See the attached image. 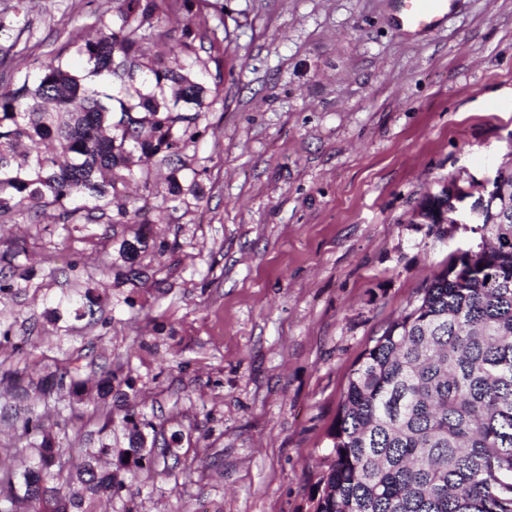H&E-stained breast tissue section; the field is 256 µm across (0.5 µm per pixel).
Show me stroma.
<instances>
[{
	"label": "stroma",
	"mask_w": 512,
	"mask_h": 512,
	"mask_svg": "<svg viewBox=\"0 0 512 512\" xmlns=\"http://www.w3.org/2000/svg\"><path fill=\"white\" fill-rule=\"evenodd\" d=\"M203 12L194 52L160 10L142 41L204 87L183 168L128 157L148 175L129 194L164 204L149 223L0 214V492L39 448L106 446L118 484L98 512H310L350 371L472 244L413 223L420 200L512 163V0H460L421 42L391 0ZM0 17V88L58 58L118 93L84 52L120 25L115 0H0Z\"/></svg>",
	"instance_id": "1"
}]
</instances>
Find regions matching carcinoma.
Listing matches in <instances>:
<instances>
[{"mask_svg": "<svg viewBox=\"0 0 512 512\" xmlns=\"http://www.w3.org/2000/svg\"><path fill=\"white\" fill-rule=\"evenodd\" d=\"M123 24L85 44L92 73L118 81L121 98L101 100L62 64L42 67L37 83L0 92V210L33 209L49 199L112 206L138 224L118 190L134 178L124 155L132 142L168 161L195 136L203 88L186 75L151 67L156 87L178 86L177 99L146 92L142 30L155 3L118 0ZM59 139L65 165L52 157H17L13 144ZM508 200L477 198L483 248L453 255L367 349L351 371L329 432L331 449L311 496L313 512H512V165L497 171ZM442 189L419 208L441 239L448 227ZM90 494L112 495V471L87 468Z\"/></svg>", "mask_w": 512, "mask_h": 512, "instance_id": "1", "label": "carcinoma"}]
</instances>
